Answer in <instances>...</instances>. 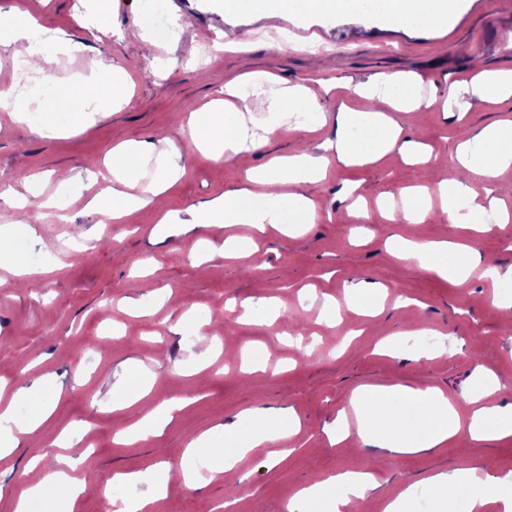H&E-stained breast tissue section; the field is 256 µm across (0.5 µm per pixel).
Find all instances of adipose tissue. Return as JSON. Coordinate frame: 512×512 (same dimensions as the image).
I'll return each mask as SVG.
<instances>
[{"label": "adipose tissue", "mask_w": 512, "mask_h": 512, "mask_svg": "<svg viewBox=\"0 0 512 512\" xmlns=\"http://www.w3.org/2000/svg\"><path fill=\"white\" fill-rule=\"evenodd\" d=\"M458 0H386V15L397 26L418 24L430 27L447 22L456 11ZM227 14L247 13L254 16L288 14L296 11L316 15H342L351 22H362L363 13L356 11L352 0H220ZM425 81L416 73L382 74L362 84L358 94L363 99L378 102L375 110H362L340 104L335 138L325 139L319 146V156L305 153L281 156L250 176L249 186L242 187L190 209L188 214L165 212V224L188 223L190 227L212 229L234 224H248L257 229L283 223L285 213H292L296 223L312 224L317 212L312 200L297 192L300 184H310L322 178L332 161L349 164L355 161L375 162L392 152L402 135L401 127L383 114V107L403 112H421L431 101L424 94ZM337 84L326 81L321 91L299 83L279 86L275 76L251 73L224 86L223 97L210 101L203 111L192 113L187 121L191 140L208 150L218 163L232 161L242 143L251 149H265L272 140L290 130V116L298 112L322 113L320 92H332ZM126 101L122 70L111 59L102 57L94 63L91 77L78 85L60 87L54 100L39 105L41 121L36 132L53 137L63 129L66 117L81 112H95L107 107H121ZM264 114L257 131H249L243 122L245 114ZM138 145L127 142L115 149L112 159L110 193L96 195L90 202L93 210L122 220L133 209L160 208L169 183L182 171L177 162V150L167 147L157 151V166L153 176L139 174ZM459 162L468 170L494 183L499 175L512 167V128L493 125L481 130L463 144ZM442 198V212L452 224H468L476 211L489 210L497 224L512 222V213L496 198L482 201L479 194L457 177L451 176L438 187L417 185L404 191L400 211L390 212V220L407 224L422 223L430 209L432 193ZM401 258L426 271L444 277L447 274L465 276L477 262L471 247L448 241L399 240ZM366 444L400 453L442 445L461 429H468L472 438L494 435L512 436V411L497 405H486L474 411L469 422H462L455 403L438 389L427 386L411 388L397 384L387 388L368 389L356 394L351 402ZM247 427L230 430L224 453L210 448L206 437L193 440L187 450L189 457L212 462L218 472L234 470L238 463L259 446L290 438L299 432L298 421L288 425L278 422L277 414L263 408L248 410ZM44 456L34 453L27 465L28 472L37 473V480L14 503L13 512H29L30 499L49 502L50 512H71L75 500L84 492V485L68 475L75 460H68L66 469L43 470ZM116 484L130 487L124 497L122 512H145L164 494L160 480H148L145 473L125 472L114 478ZM433 512H458L460 500H467L470 512H478L487 500L502 506V512H512V476L485 473L476 477L460 472L431 476ZM371 474L345 471L312 484L290 496L291 512H318L328 505L329 512H347L353 500L365 498L373 487Z\"/></svg>", "instance_id": "ef3b65f1"}]
</instances>
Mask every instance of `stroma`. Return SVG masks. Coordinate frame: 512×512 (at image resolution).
<instances>
[{
	"label": "stroma",
	"mask_w": 512,
	"mask_h": 512,
	"mask_svg": "<svg viewBox=\"0 0 512 512\" xmlns=\"http://www.w3.org/2000/svg\"><path fill=\"white\" fill-rule=\"evenodd\" d=\"M147 5L111 0L101 25L87 30L77 23L75 0H0V20L22 11L55 36L84 43L83 52L51 71L54 84L77 83L100 52L133 82L119 110L85 113L52 138L0 112V183L26 198L55 197L61 186L70 190L62 212L41 221L0 207V242L24 243L42 257L45 270L41 289L27 290L0 266V411L11 409L23 425L39 403H56L48 420L20 435L11 455L0 458V512H12L29 486L34 446L51 458H79L72 476L86 490L75 512H102L105 501L115 500V473L156 468L166 469L168 480L155 512H283L290 493L347 469L375 476L363 512H384L412 484L429 500L424 480L435 474L512 472V436L475 441L462 431L440 447L393 454L364 445L351 412L356 392L395 384L434 386L454 401L492 384V403L512 407V310L488 302L491 280L480 268L464 281L436 276L401 260L389 245L391 238L416 234L468 243L483 264L505 269L512 266V223L478 233L431 215L417 227L389 221L379 207L403 188L444 180L440 167L455 164L460 143L489 125L512 122V97H471L463 118L443 109L457 83L473 75L475 62L489 72L512 71L506 47L512 0H460L449 23L431 28H399L381 16L353 26L339 16L291 14L280 20L291 35L286 47L270 38L267 19L224 16L214 0H167L169 15L190 21V32L166 42L117 40L116 31L141 20ZM231 27L246 33V51L212 52L214 35ZM309 42L326 44L328 53L305 51ZM172 57L179 67L156 76L157 61ZM252 71L273 72L286 86L326 74L347 88L322 96V129L291 131L264 150L217 164L180 121L219 97L226 82ZM409 72L425 78L433 104L421 115L398 112L394 118L404 139L423 144L430 161L418 164L394 152L373 164H332L324 179L306 188L319 214L316 224L290 234L251 230L255 254L226 255L229 228L213 231L217 245L211 248L199 244L195 232L164 236L159 213L135 210L121 223L106 224L88 206L112 186V148L119 143L150 147L165 140L179 149L184 171L164 202L184 210L246 186L247 172L271 157L316 152L335 135L341 102L366 107L355 88L378 74ZM356 207L366 209L365 219L351 216ZM363 284L376 287L380 313L326 316V298L343 302ZM261 298L280 306L274 320L250 315L251 303ZM425 328L435 333L428 346L416 342ZM200 330L214 336L212 349L195 343ZM390 336L398 337V350L380 353L378 343ZM135 361L148 364L156 389L128 404L117 383ZM38 379L37 398H15L19 387ZM163 399L181 407L159 434L133 443L117 439ZM256 407L292 414L300 432L287 446L256 448L233 473L196 464L193 483H186L188 444L207 433L212 448L223 451L225 426ZM342 416L346 437L336 442L331 433Z\"/></svg>",
	"instance_id": "35a3bbf8"
}]
</instances>
